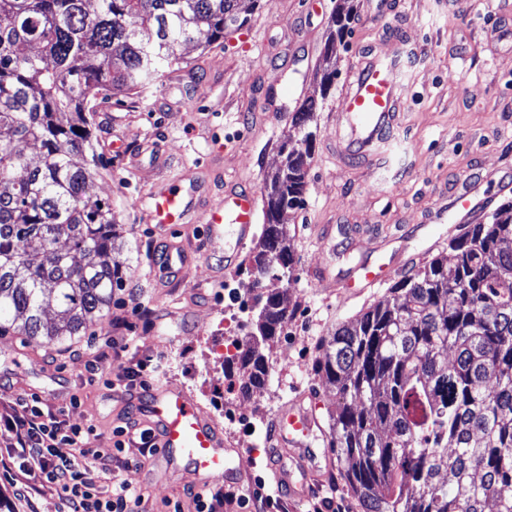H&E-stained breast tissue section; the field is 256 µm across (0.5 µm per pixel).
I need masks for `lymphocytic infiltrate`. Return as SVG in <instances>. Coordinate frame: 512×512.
Returning <instances> with one entry per match:
<instances>
[{
	"label": "lymphocytic infiltrate",
	"instance_id": "1",
	"mask_svg": "<svg viewBox=\"0 0 512 512\" xmlns=\"http://www.w3.org/2000/svg\"><path fill=\"white\" fill-rule=\"evenodd\" d=\"M94 426L69 423L62 413H46L37 395L18 400L10 413L0 415V437L7 442L12 467L25 474L17 488L24 501L55 488L62 512H138L142 493L121 482L109 496H101L90 476L91 464L111 472L113 451L124 450L126 442L117 441L114 449L95 448Z\"/></svg>",
	"mask_w": 512,
	"mask_h": 512
}]
</instances>
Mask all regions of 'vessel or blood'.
<instances>
[{"mask_svg":"<svg viewBox=\"0 0 512 512\" xmlns=\"http://www.w3.org/2000/svg\"><path fill=\"white\" fill-rule=\"evenodd\" d=\"M414 53L413 46L398 43L391 53L372 56L356 67L352 81L338 99L336 126L341 133L330 146V155L337 165L359 159L374 166L385 158L395 112L405 95L399 68ZM193 206L194 201L187 190L178 183H166L152 195L146 221L153 224L155 230L172 231L185 223ZM256 210L254 191L237 185L225 189L219 201L205 207L203 232L206 243L224 240L229 251L227 260L235 262L237 253L252 234ZM200 258V252L185 242H170L159 277L164 280L182 276L184 270ZM397 271V266L366 260L355 267L348 278L342 279L340 286L345 292L356 295L381 285ZM305 398V393H298L276 414L271 437L283 456L282 462L272 469V479L278 487L287 489L294 499L318 492L324 484L316 470L304 467L295 477L285 463L286 457L294 451L306 455L312 452L319 420L312 409L305 407ZM142 410L156 436L159 459L168 463L174 457H182L196 472L202 487L235 476L236 471L229 464L232 449L218 428L183 390L169 383L158 385L143 403Z\"/></svg>","mask_w":512,"mask_h":512,"instance_id":"1","label":"vessel or blood"}]
</instances>
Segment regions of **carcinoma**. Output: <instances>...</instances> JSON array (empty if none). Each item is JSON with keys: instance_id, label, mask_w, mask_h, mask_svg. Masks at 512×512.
<instances>
[{"instance_id": "cac0c4a2", "label": "carcinoma", "mask_w": 512, "mask_h": 512, "mask_svg": "<svg viewBox=\"0 0 512 512\" xmlns=\"http://www.w3.org/2000/svg\"><path fill=\"white\" fill-rule=\"evenodd\" d=\"M0 0V334L50 346L106 316L123 286L120 225L90 206L98 167L91 99L142 92L182 48L239 28L240 0ZM353 16L338 11L329 43ZM319 105L293 126L310 143ZM39 146L36 165L19 148ZM264 181L261 250L235 294L252 313L250 345L224 356V376L250 369L242 390L271 372L261 347L288 321L283 296L261 278L293 276L284 217L302 207L311 153L284 142ZM37 242L26 250L20 244ZM512 202L452 236L438 254L395 280L390 296L323 340L316 372L335 386L326 439L360 512H512ZM92 258L81 265L76 255ZM57 318L49 319V308Z\"/></svg>"}]
</instances>
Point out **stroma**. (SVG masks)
<instances>
[{
    "instance_id": "obj_1",
    "label": "stroma",
    "mask_w": 512,
    "mask_h": 512,
    "mask_svg": "<svg viewBox=\"0 0 512 512\" xmlns=\"http://www.w3.org/2000/svg\"><path fill=\"white\" fill-rule=\"evenodd\" d=\"M398 2L388 26L378 28L366 20L368 0H352V33L332 50L329 21L339 0H263L223 41L184 49L182 62L143 94L97 102L94 196L111 203L125 228L123 286L109 315L88 323L85 336L68 347L26 344L11 332L0 336V406L37 386L43 410L65 407L70 423L96 426L95 447L110 448L117 428L144 424L128 414L132 401L171 381L240 448L235 465L246 487L275 493L268 469L274 414L301 388L317 404L320 420H327L336 391L315 373L320 343L388 296L384 287L354 298L315 287V269L340 279L367 254L385 263L408 256L425 262L447 248L459 225L482 223L512 200V38H502L491 24L498 12H512V0H483L471 16L448 0ZM397 38L414 43L416 56L392 148L385 163L366 167L355 160L337 169L325 144L336 134L340 91L355 61L388 51ZM330 67L337 76L326 91L319 74ZM310 98L320 108L308 145L291 114ZM286 140L312 155L305 203L287 215L296 229L290 241L294 272L288 281L266 276L261 286L287 294L297 310L286 336L263 349L278 359L269 383L243 397L228 391L217 351L246 320L224 284L258 252L259 234H252L234 268H225L219 244L186 270L182 287L159 288L154 275L163 245L146 224L145 210L150 190L177 177L196 181L204 196L217 193L212 179L218 172L261 186L280 167ZM465 190L472 193L474 211H449L452 195ZM441 207L448 214L440 224ZM414 225L419 234L408 236ZM138 302L149 305L150 316L134 314ZM129 336L136 347L125 348ZM106 345L113 348L111 357L102 377L91 379L88 366ZM135 358L162 362L163 374L128 380ZM73 396L74 406L68 403ZM112 479L142 490L143 512H195L189 491L196 476L187 464L132 465L114 470ZM284 506L286 512H354L350 494L333 475L320 493L285 499Z\"/></svg>"
}]
</instances>
